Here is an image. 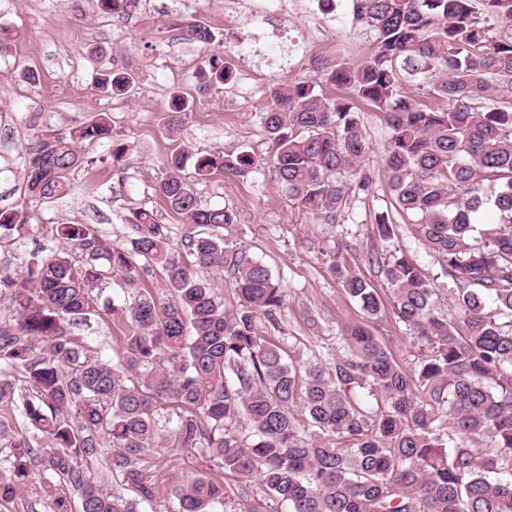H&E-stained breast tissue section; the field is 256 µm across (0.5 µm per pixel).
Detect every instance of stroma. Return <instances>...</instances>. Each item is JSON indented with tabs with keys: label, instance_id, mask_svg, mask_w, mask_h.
I'll return each instance as SVG.
<instances>
[{
	"label": "stroma",
	"instance_id": "1",
	"mask_svg": "<svg viewBox=\"0 0 512 512\" xmlns=\"http://www.w3.org/2000/svg\"><path fill=\"white\" fill-rule=\"evenodd\" d=\"M268 5L273 34L282 50L267 54L257 42L249 14L256 2ZM193 17L210 26L211 45L192 43L174 31L175 20ZM0 25L11 31L0 53V210L21 209L33 217L23 239H0V270L16 273L34 256L57 250L59 224H90L110 241L128 244L126 223L136 207L154 210L168 225L173 241L188 230L154 193L166 156L177 143L199 151L241 147L265 155L268 145L260 121L265 91L277 80L320 81L316 63L340 57L355 61L369 53L373 38L352 16L351 0H140L118 17L104 13L97 0H0ZM232 59L233 79L201 87L194 75L206 55ZM135 73L132 96L112 97L96 86L99 73ZM187 92L190 111L180 134L167 127L166 104L173 89ZM107 114L112 138L87 145V161L68 175V192L38 200L25 194L24 168L29 142L65 131ZM362 127L370 150L361 167L371 181L369 196L356 200L338 227L316 223L278 183L271 169L245 178L216 173L192 186L201 205L233 209L231 234L252 258L273 273L285 297L275 336L287 353L316 356L330 365L338 338L360 320L357 306L344 295L332 272L329 249L368 241L375 213L386 210L390 194L382 174L385 130L379 112L362 107ZM126 154L113 162L112 149ZM319 319L310 327L308 315ZM89 355L117 360L121 333L111 312L73 325ZM149 469L161 487L142 512H165L172 489L187 476L208 474L223 480L224 512H238L237 480L196 451L173 448L152 456Z\"/></svg>",
	"mask_w": 512,
	"mask_h": 512
}]
</instances>
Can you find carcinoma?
Segmentation results:
<instances>
[{"instance_id":"cac0c4a2","label":"carcinoma","mask_w":512,"mask_h":512,"mask_svg":"<svg viewBox=\"0 0 512 512\" xmlns=\"http://www.w3.org/2000/svg\"><path fill=\"white\" fill-rule=\"evenodd\" d=\"M353 18L374 39L363 58L320 62L321 83L347 91L328 96L305 82L268 86L261 123L271 154L239 149L194 152L183 144L165 163L154 192L191 230L172 247L168 225L137 208L127 224L131 246L103 238L90 224H58L63 246L32 257L22 274L0 272V299L14 309L0 320V407L13 404L16 374L33 392L23 405L33 434L9 442V475L0 502L28 499L33 474L80 496V512H139L160 495L149 456L163 448L196 450L238 479L239 512H512V36L492 41L486 18L512 21V0H352ZM184 38L210 45L201 20L175 23ZM216 55L196 74L205 85L233 78ZM430 84L434 106L406 92ZM101 85L114 95L136 77L109 71ZM388 128L383 172L391 191L374 215L371 281L333 254L345 295L363 321L348 325L331 367L290 355L269 336L284 298L271 271L219 233L237 223L228 207H204L183 175L245 176L264 165L316 221L339 224L352 199L369 191L367 176L344 182L342 170L369 150L360 106ZM176 132L189 104L168 102ZM112 138L109 117L36 137L26 158V190L36 199L66 191L68 172L84 162L81 147ZM492 224L478 227L486 208ZM437 260L450 287L437 288L407 252L389 249L394 216ZM28 213L0 212V238H22ZM209 270L202 280L197 269ZM160 269L168 295L149 278ZM229 276L233 300L217 288ZM121 278L134 297L112 305L124 356L89 357L71 326L97 308L98 291ZM389 316L421 353L403 366L366 326ZM364 389L376 406L356 398ZM173 410L171 427L160 411ZM246 425L250 435L240 427ZM103 458L131 499L91 479ZM265 496L252 490L253 481ZM166 512H221V480L196 476L172 492Z\"/></svg>"}]
</instances>
